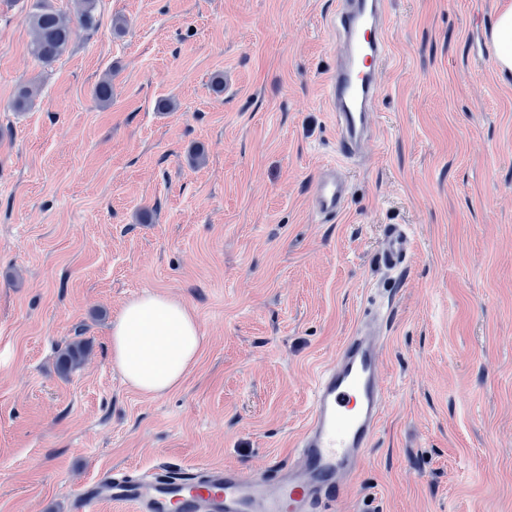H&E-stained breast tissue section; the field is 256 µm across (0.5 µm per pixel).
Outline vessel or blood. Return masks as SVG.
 Returning <instances> with one entry per match:
<instances>
[{
	"instance_id": "1",
	"label": "vessel or blood",
	"mask_w": 512,
	"mask_h": 512,
	"mask_svg": "<svg viewBox=\"0 0 512 512\" xmlns=\"http://www.w3.org/2000/svg\"><path fill=\"white\" fill-rule=\"evenodd\" d=\"M389 0H336L329 19L336 36V67L325 98L336 127L338 153L361 158L375 132V106L389 57ZM350 183L339 168L322 170L311 186L313 210L340 214ZM410 250L405 225L385 229L382 265L402 270ZM388 314L357 321L332 361L316 375L308 418L296 442L297 458L271 472L201 465L194 471L159 465L144 472H104L75 490L70 512H96L99 503L131 505L134 512H324L342 496L345 475L356 474L377 437L386 407L380 362Z\"/></svg>"
}]
</instances>
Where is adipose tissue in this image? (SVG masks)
<instances>
[{"mask_svg":"<svg viewBox=\"0 0 512 512\" xmlns=\"http://www.w3.org/2000/svg\"><path fill=\"white\" fill-rule=\"evenodd\" d=\"M201 345L198 323L182 303L161 294L129 301L112 324V357L125 381L145 395L177 387Z\"/></svg>","mask_w":512,"mask_h":512,"instance_id":"adipose-tissue-1","label":"adipose tissue"}]
</instances>
